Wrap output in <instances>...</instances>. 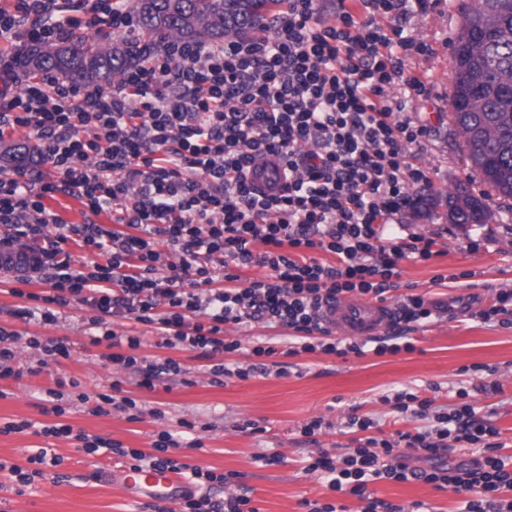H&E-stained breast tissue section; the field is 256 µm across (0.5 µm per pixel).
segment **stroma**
I'll return each instance as SVG.
<instances>
[{
	"instance_id": "1",
	"label": "stroma",
	"mask_w": 512,
	"mask_h": 512,
	"mask_svg": "<svg viewBox=\"0 0 512 512\" xmlns=\"http://www.w3.org/2000/svg\"><path fill=\"white\" fill-rule=\"evenodd\" d=\"M463 3L441 0L427 15L413 18L409 29L410 36L430 47L429 54H415L409 60L429 95L412 98L406 114L430 129L419 159L433 175L434 190L426 194L420 209L405 212L404 221L425 235L440 232L442 254L426 262H403L398 287L390 291L388 300L395 303L403 295L422 294L452 305L427 324L390 328V335L412 337L414 351L343 358L303 353L291 357L292 367L282 376L216 379L207 360L196 352L159 347L153 326L112 318L116 333L140 337L138 357L170 356L190 369L186 378L165 379L146 390L138 387L136 376L105 361L107 348L94 343L91 313L84 306L73 303L61 308L54 324H25L10 317L9 309L21 302L13 293L15 287L40 294L46 285L36 271L29 273L23 286L13 274L0 271V326L19 334L12 365L22 373L20 379L0 381V512H151L146 499L129 498L117 486V462L111 454L89 455L74 439L34 433L35 424L49 420L41 405L58 377L67 382L59 399L66 410L62 423L148 454L158 433L169 431L177 442L168 450L169 458L219 474L235 473L231 485L212 488V497L248 496L256 512H305L307 500L360 512L357 496L327 490L318 474L306 472L307 460L318 448L333 451L349 446L345 424L353 415L371 418L385 436L413 429L414 421H395L386 402L402 390L448 406L457 403L459 390L468 391L479 417L498 429L502 455H512V325L481 322L466 307L470 295L480 294L488 303L498 289H512V202L490 197L480 175L467 168L462 140L450 119L448 65ZM460 194L486 200L493 218L484 224L452 223L448 200ZM478 236L485 237V244L469 250V239ZM32 336L66 345L70 358L49 365L41 375H28V368L40 358L39 351L27 345ZM488 366L494 368V375H485ZM116 380L126 396L137 400L138 420H129L127 412L115 408L97 414L98 394L109 392ZM318 417L330 423V430L320 435L318 444L304 442L300 426ZM21 421L31 422V429L3 433V426ZM248 421L258 423L259 432L244 430ZM38 448L53 449L62 462L46 468L24 494H16L10 468L28 467ZM264 454L276 456V463L261 462ZM367 492L401 506L403 512H412L418 502L425 512H461L466 499L465 494L421 481H376L368 484Z\"/></svg>"
}]
</instances>
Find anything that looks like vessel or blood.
<instances>
[{"label":"vessel or blood","instance_id":"vessel-or-blood-1","mask_svg":"<svg viewBox=\"0 0 512 512\" xmlns=\"http://www.w3.org/2000/svg\"><path fill=\"white\" fill-rule=\"evenodd\" d=\"M250 180L266 194L280 193L283 179L278 160L273 157L258 160L250 171ZM321 316L336 335L359 338L376 336L389 329L397 317V308L386 302L340 298L324 304ZM118 475L122 488L131 497H149L173 504L184 489L180 473L168 469L125 466Z\"/></svg>","mask_w":512,"mask_h":512}]
</instances>
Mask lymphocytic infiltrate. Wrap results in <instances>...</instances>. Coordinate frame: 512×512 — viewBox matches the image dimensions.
<instances>
[{
	"instance_id": "f902f5d3",
	"label": "lymphocytic infiltrate",
	"mask_w": 512,
	"mask_h": 512,
	"mask_svg": "<svg viewBox=\"0 0 512 512\" xmlns=\"http://www.w3.org/2000/svg\"><path fill=\"white\" fill-rule=\"evenodd\" d=\"M13 0L0 9V85L20 84L0 106V138L25 130L40 144L42 163L0 176V248L18 236L35 247L47 274L40 305L16 306L13 318L56 323L76 302L93 312L95 343L105 359L135 374L138 387L187 372L178 360L134 356L141 340L120 336L109 320L153 325L164 348L199 351L213 376L266 374L278 350L261 342L255 361L220 363L242 348L227 323L260 322L293 330L289 355H364V345L333 336L320 317L323 303L343 297L385 300L398 287L401 263L439 256L438 240L407 232L400 217L433 189L416 152L428 126L405 116L407 101L428 90L408 67L426 43L406 32L431 0H336L326 22L319 0H278L270 31L247 40L196 45L171 40L147 52L114 84L75 87L36 76L19 81L21 48L63 40L75 30L106 26L130 31L123 0ZM274 154L284 162L283 193H255L253 163ZM66 194L93 215L111 211L115 228L65 224L45 198ZM102 255L87 270L73 268L68 242ZM179 255L169 276L158 274L165 253ZM267 268L242 280L240 268ZM391 409L410 420L433 416L431 428L373 435V422L349 417L357 445L340 455L319 451L307 472L325 474L328 488L364 497L368 483L421 480L468 493L464 512H512L511 463L500 454L498 431L468 402L435 409L415 393H396ZM44 436L75 437L87 454L109 450L136 467L176 469L191 483L177 512H246L249 497L212 499L206 489L226 475L176 464L166 452L172 433L159 432L152 453L73 432L59 423ZM479 448L480 458L449 465L454 444ZM430 468H412L408 452Z\"/></svg>"
}]
</instances>
